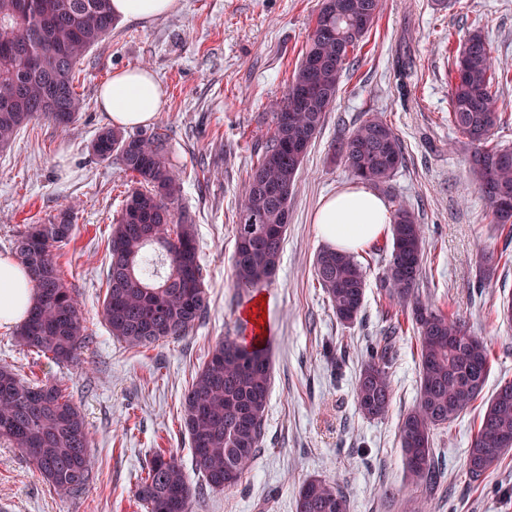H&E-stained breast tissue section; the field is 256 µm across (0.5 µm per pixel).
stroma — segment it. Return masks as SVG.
I'll use <instances>...</instances> for the list:
<instances>
[{
	"label": "stroma",
	"instance_id": "obj_1",
	"mask_svg": "<svg viewBox=\"0 0 512 512\" xmlns=\"http://www.w3.org/2000/svg\"><path fill=\"white\" fill-rule=\"evenodd\" d=\"M381 4L298 172L280 266L253 291L233 281L238 207L273 128L270 106L287 88L319 0H177L164 16L118 21L77 70L76 91L86 104L78 120L63 129L31 121L0 150V258L9 256L10 240L24 225L47 223L62 207L74 206L76 235L57 256L77 290L90 336L79 363L58 366L17 346L13 325L1 323L0 361L28 379L68 389L85 414L92 458L88 485L65 495L1 441L0 512H145L134 491L159 449L177 455L190 484L200 488L193 512H294L298 488L312 478L340 485L351 512H512V453L479 481L467 474L477 406L433 435L445 473L441 489L427 494L406 477L399 420L416 403L418 359L411 326L380 293L390 235L358 253L367 267L366 291L353 324L337 320L314 279L323 246L314 213L324 198L354 182L343 163L331 162L330 146L366 114H378L405 155L386 199L408 205L423 229L419 299L461 318L486 342L493 359L484 396L512 381V325L495 314L502 297L512 295V237L491 223L468 169L467 141L448 124V72L468 31L481 29L497 65L512 74V0ZM400 56L411 65L403 91L390 77ZM132 67L150 69L165 90L166 105L150 127L181 175L177 210L196 226L208 296V311L188 336L149 348L116 341L101 315L111 225L130 177L92 151L107 125L98 89L114 72ZM486 255L497 270L481 288L479 264ZM254 306L271 361L265 435L243 480L215 492L191 466L181 401L217 342L250 335ZM386 335L395 340L393 403L387 416L368 419L356 407V377Z\"/></svg>",
	"mask_w": 512,
	"mask_h": 512
}]
</instances>
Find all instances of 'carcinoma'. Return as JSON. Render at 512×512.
Segmentation results:
<instances>
[{
	"label": "carcinoma",
	"instance_id": "cac0c4a2",
	"mask_svg": "<svg viewBox=\"0 0 512 512\" xmlns=\"http://www.w3.org/2000/svg\"><path fill=\"white\" fill-rule=\"evenodd\" d=\"M381 0H321L305 49L284 96L274 104L267 150L251 168L235 228L233 278L255 288L279 264L289 201L301 163L322 129L351 55L379 20ZM111 0H0V148L21 129L43 118L67 127L83 100L74 87L77 66L112 31ZM450 124L471 145L469 171L489 205L491 221L512 232V147L492 142L500 122V76L490 41L469 33L454 62ZM93 152L115 160L134 180L112 224L107 256L103 320L112 337L147 347L188 335L208 309L196 231L175 217L182 183L161 136L104 129ZM332 156L352 176L376 188L389 187L404 162L401 140L371 114L332 144ZM392 250L382 288L411 320L417 335L419 386L416 405L399 424L410 483L433 492L442 482L433 434L483 399L490 351L457 318L438 313L415 295L422 272L423 237L417 217L399 203L392 213ZM69 208L49 224H28L11 241L14 258L29 274L33 297L14 332L18 345L55 364L78 360L88 340L76 290L63 278L54 250L75 231ZM314 277L342 324L360 315L366 271L353 254L321 249ZM241 343L227 337L209 354L181 404L192 464L205 485L222 491L237 485L254 460L264 434L270 394L267 351L255 345L246 360ZM391 345L374 347L355 384L358 410L383 418L392 406ZM512 382L484 404L467 450L466 467L477 480L512 451ZM0 440L26 458L54 489L75 494L89 482L90 444L80 407L49 382H30L9 363L0 364ZM147 512H192L196 490L181 461L159 451L136 485ZM295 512H351L335 483L314 478L299 489Z\"/></svg>",
	"mask_w": 512,
	"mask_h": 512
}]
</instances>
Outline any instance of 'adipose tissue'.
<instances>
[{"label":"adipose tissue","instance_id":"obj_1","mask_svg":"<svg viewBox=\"0 0 512 512\" xmlns=\"http://www.w3.org/2000/svg\"><path fill=\"white\" fill-rule=\"evenodd\" d=\"M98 101L112 126L131 128L150 124L163 109L165 95L151 71L136 67L115 73L99 88ZM391 220L388 202L362 183L323 199L314 216L320 239L349 254L381 235ZM31 301L32 288L22 266L0 260V323H21Z\"/></svg>","mask_w":512,"mask_h":512}]
</instances>
